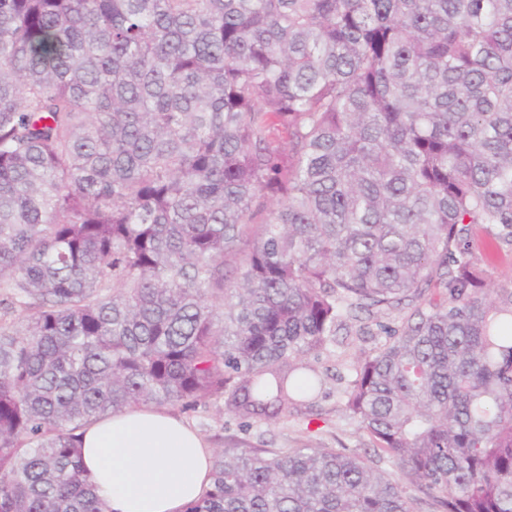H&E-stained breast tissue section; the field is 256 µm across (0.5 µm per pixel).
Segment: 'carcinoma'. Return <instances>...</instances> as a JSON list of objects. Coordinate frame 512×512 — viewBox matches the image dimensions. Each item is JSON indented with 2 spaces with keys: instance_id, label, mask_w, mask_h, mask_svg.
<instances>
[{
  "instance_id": "obj_1",
  "label": "carcinoma",
  "mask_w": 512,
  "mask_h": 512,
  "mask_svg": "<svg viewBox=\"0 0 512 512\" xmlns=\"http://www.w3.org/2000/svg\"><path fill=\"white\" fill-rule=\"evenodd\" d=\"M473 224L512 246V0H0V512H106L77 431L128 408L309 407L361 313L375 458L222 448L183 512H512Z\"/></svg>"
}]
</instances>
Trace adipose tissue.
Wrapping results in <instances>:
<instances>
[{"mask_svg":"<svg viewBox=\"0 0 512 512\" xmlns=\"http://www.w3.org/2000/svg\"><path fill=\"white\" fill-rule=\"evenodd\" d=\"M88 479L107 512H182L210 482L211 456L180 419L134 408L81 431Z\"/></svg>","mask_w":512,"mask_h":512,"instance_id":"adipose-tissue-1","label":"adipose tissue"}]
</instances>
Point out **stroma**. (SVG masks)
<instances>
[{"label":"stroma","instance_id":"1","mask_svg":"<svg viewBox=\"0 0 512 512\" xmlns=\"http://www.w3.org/2000/svg\"><path fill=\"white\" fill-rule=\"evenodd\" d=\"M469 245L480 260L486 281L492 287H512V249L500 246L485 225L470 229ZM373 340L359 336L344 337L342 344L324 353L318 366L324 377L325 398L312 409L288 419L260 425L244 433L224 413V402L211 399L193 411L171 408L205 441L209 450L219 448H343L347 453L370 456L363 433L343 416L342 395L348 385L349 365L363 351L373 348Z\"/></svg>","mask_w":512,"mask_h":512}]
</instances>
